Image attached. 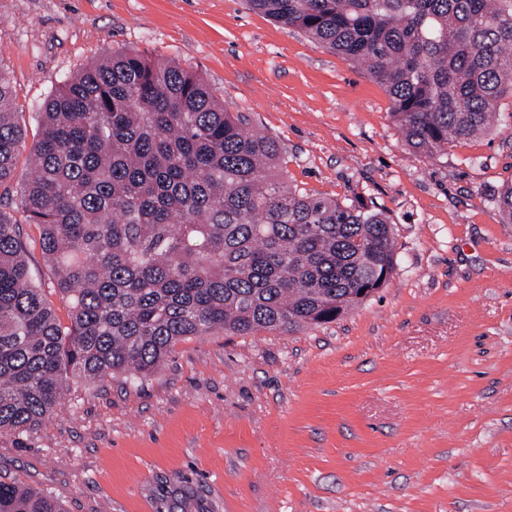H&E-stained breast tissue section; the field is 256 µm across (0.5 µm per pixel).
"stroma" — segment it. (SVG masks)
Instances as JSON below:
<instances>
[{
  "instance_id": "stroma-1",
  "label": "stroma",
  "mask_w": 512,
  "mask_h": 512,
  "mask_svg": "<svg viewBox=\"0 0 512 512\" xmlns=\"http://www.w3.org/2000/svg\"><path fill=\"white\" fill-rule=\"evenodd\" d=\"M138 51L199 73L288 178L393 223L397 265L336 322L189 336L153 375L70 382L56 412L0 433V475L66 512H512V94L495 128L410 150L363 69L244 0H0V62L27 141L93 61ZM27 261L60 320L39 248Z\"/></svg>"
}]
</instances>
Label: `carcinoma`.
I'll return each instance as SVG.
<instances>
[{
	"mask_svg": "<svg viewBox=\"0 0 512 512\" xmlns=\"http://www.w3.org/2000/svg\"><path fill=\"white\" fill-rule=\"evenodd\" d=\"M385 87L404 142L428 157L490 131L512 92V0H247ZM25 131L0 64V432L53 413L70 380L154 374L175 344L331 323L397 264L387 215L288 182L282 148L203 77L133 51L91 63ZM491 202L512 224V185ZM69 308L58 319L21 223ZM0 512H65L0 481Z\"/></svg>",
	"mask_w": 512,
	"mask_h": 512,
	"instance_id": "1",
	"label": "carcinoma"
}]
</instances>
